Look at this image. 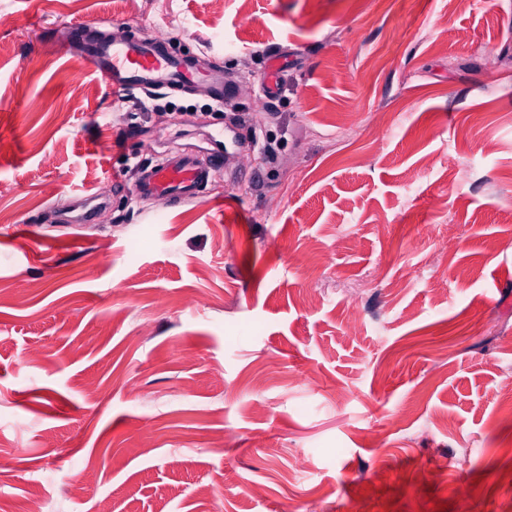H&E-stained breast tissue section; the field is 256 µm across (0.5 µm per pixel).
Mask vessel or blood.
Listing matches in <instances>:
<instances>
[{"mask_svg":"<svg viewBox=\"0 0 512 512\" xmlns=\"http://www.w3.org/2000/svg\"><path fill=\"white\" fill-rule=\"evenodd\" d=\"M112 89L123 92L175 90L197 79H205L217 100L231 97L232 83L225 81L224 69L212 67L199 73L193 57L170 52L164 43L152 38L122 36L105 41L87 38L77 58ZM210 167L186 153H171L145 169L133 192L191 199L200 195L210 179Z\"/></svg>","mask_w":512,"mask_h":512,"instance_id":"obj_1","label":"vessel or blood"}]
</instances>
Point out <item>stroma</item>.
<instances>
[{"label": "stroma", "mask_w": 512, "mask_h": 512, "mask_svg": "<svg viewBox=\"0 0 512 512\" xmlns=\"http://www.w3.org/2000/svg\"><path fill=\"white\" fill-rule=\"evenodd\" d=\"M1 13L15 512H512V0ZM82 23L163 37L238 92L219 106L199 82L144 110L77 67ZM176 151L223 180L135 198L133 162ZM95 192L89 230L72 218ZM213 480L217 502L197 493Z\"/></svg>", "instance_id": "1"}]
</instances>
